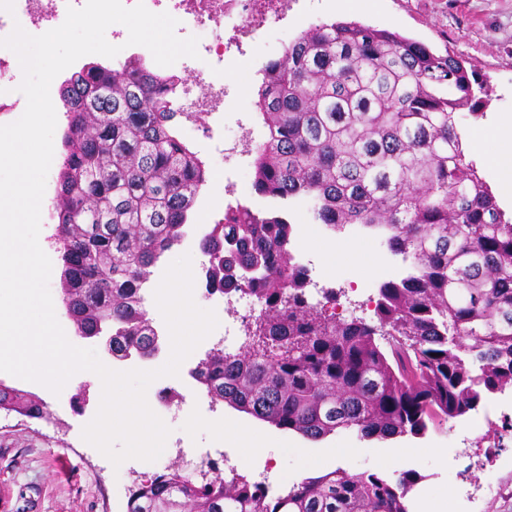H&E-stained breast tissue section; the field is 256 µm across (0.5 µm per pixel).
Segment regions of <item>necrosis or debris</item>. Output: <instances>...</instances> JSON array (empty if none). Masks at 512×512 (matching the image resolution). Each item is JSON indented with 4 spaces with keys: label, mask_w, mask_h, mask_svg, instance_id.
<instances>
[{
    "label": "necrosis or debris",
    "mask_w": 512,
    "mask_h": 512,
    "mask_svg": "<svg viewBox=\"0 0 512 512\" xmlns=\"http://www.w3.org/2000/svg\"><path fill=\"white\" fill-rule=\"evenodd\" d=\"M154 13L166 12L177 19L175 33L186 38L198 32H208V39L199 41L198 58L184 57L176 66L184 77L177 85L173 99L176 108L187 115V125H196L200 116H207L209 124L204 132L215 144V153L208 166L224 177L226 206L242 205L247 181L243 159L256 138L246 113H226L224 72L243 66L247 46L253 45L259 30L267 27L270 12L259 11L257 0H140ZM85 0H14L13 12L0 10V38L7 37L14 25H21L30 34L40 35L60 26L68 7H82ZM22 81V70L16 55L0 48V119L17 121L24 112L17 88ZM221 311L224 315V334L218 347L231 349L246 342L247 322L263 316L265 307L254 297L237 301L224 296ZM455 461L463 478L457 486L460 498L475 502L486 491L483 483L471 480L476 470H488L502 464L500 452L479 454L469 448L455 451Z\"/></svg>",
    "instance_id": "1"
}]
</instances>
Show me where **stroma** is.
I'll list each match as a JSON object with an SVG mask.
<instances>
[{"mask_svg":"<svg viewBox=\"0 0 512 512\" xmlns=\"http://www.w3.org/2000/svg\"><path fill=\"white\" fill-rule=\"evenodd\" d=\"M359 21L389 29L422 42L439 53L461 59L482 81L488 95L478 115H457L467 160L496 197L506 217L512 218V162L492 163L498 139L487 131L504 116H512V0H288V11L275 30L260 34L250 53L251 67L245 71L225 70L227 84L244 85L243 93L231 102L234 112L253 111L258 71L272 58L271 46L279 40L292 41L311 26L334 21ZM386 245L370 242H337L325 254L328 271L346 270L348 281L330 282L333 290H345L336 306L337 317L357 316L375 324V300L382 283L375 267L392 260ZM86 388L83 408H56V397L38 383L27 384L28 392L40 397L46 409L42 419H29L0 411V512H123L127 498L117 495L119 484H132L135 475H154L152 463L129 459L113 464L82 438V429L99 407L97 386L90 379L65 385L67 396ZM182 408L162 412L171 429L161 455L165 466L176 462L175 450L185 445L211 452L220 458L224 449L212 434L213 428L243 420V413L224 403H211L202 389L184 391ZM200 419L193 434L184 430V414ZM254 434L266 443L264 457L277 477L303 470L301 449H309L319 460V473L338 468L369 471L394 479L412 469L422 475L418 487L421 512H465L455 490L456 468L444 463L453 454L455 441L448 425L429 427L425 435L395 439L363 440L350 431H339L319 441L295 436L294 448L282 447L283 432L255 420Z\"/></svg>","mask_w":512,"mask_h":512,"instance_id":"35a3bbf8","label":"stroma"}]
</instances>
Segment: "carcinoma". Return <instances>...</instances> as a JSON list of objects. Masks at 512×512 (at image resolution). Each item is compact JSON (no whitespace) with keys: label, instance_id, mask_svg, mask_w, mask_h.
Segmentation results:
<instances>
[{"label":"carcinoma","instance_id":"obj_1","mask_svg":"<svg viewBox=\"0 0 512 512\" xmlns=\"http://www.w3.org/2000/svg\"><path fill=\"white\" fill-rule=\"evenodd\" d=\"M259 74L267 135L253 149V189L268 207L226 209L200 247L213 256L209 291L264 304L267 341L211 349L194 370L206 395L312 441L338 429L389 440L512 386V220L466 161L455 114L480 111L482 86L463 62L338 21L303 31ZM176 83L142 60L88 62L58 89L62 306L75 330L112 337L114 354L151 350L140 290L206 184L171 105ZM300 199L313 223L378 232L407 264L379 288L378 325L328 313L333 293L306 299L290 250ZM32 405L28 391L0 387L1 410ZM419 479L337 468L270 494L237 477L198 483L177 466L146 480L128 512H409Z\"/></svg>","mask_w":512,"mask_h":512}]
</instances>
